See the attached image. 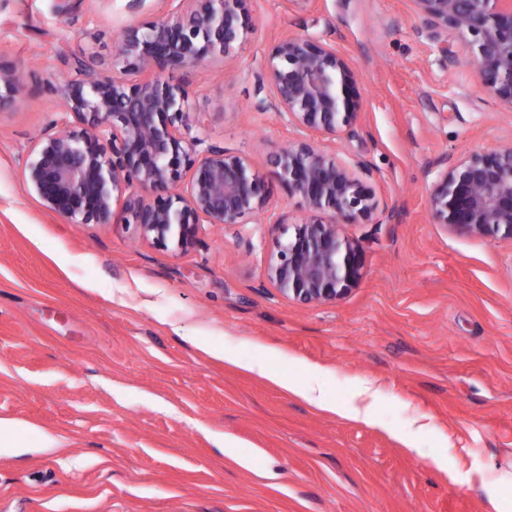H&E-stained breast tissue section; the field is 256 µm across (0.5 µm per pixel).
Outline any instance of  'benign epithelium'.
I'll list each match as a JSON object with an SVG mask.
<instances>
[{
  "label": "benign epithelium",
  "mask_w": 512,
  "mask_h": 512,
  "mask_svg": "<svg viewBox=\"0 0 512 512\" xmlns=\"http://www.w3.org/2000/svg\"><path fill=\"white\" fill-rule=\"evenodd\" d=\"M168 15L121 33V75L96 59L74 58L60 88L63 117L34 141L23 179L43 207L69 224L123 222L153 245L182 253L200 243L203 224L230 229L272 212L264 180L247 156L206 143V115L191 111L187 88L162 79L168 68L190 69L235 53L251 29L249 0H175ZM448 62V35L471 48L483 90L512 110V0H411ZM258 82L273 92V108L296 129L334 137L352 132L359 103L356 74L336 48L310 35L287 36L272 49ZM22 87L0 63V103L16 102ZM288 195L307 217L294 235L274 241L263 278L288 299L317 304L347 295L362 277L358 243L341 237L343 224H370L380 202L364 185L365 166L295 138L271 157ZM432 223L474 237L512 239V141L450 159L427 196Z\"/></svg>",
  "instance_id": "1"
}]
</instances>
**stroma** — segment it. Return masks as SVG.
Returning <instances> with one entry per match:
<instances>
[{
    "instance_id": "35a3bbf8",
    "label": "stroma",
    "mask_w": 512,
    "mask_h": 512,
    "mask_svg": "<svg viewBox=\"0 0 512 512\" xmlns=\"http://www.w3.org/2000/svg\"><path fill=\"white\" fill-rule=\"evenodd\" d=\"M169 7L0 0V62L26 89L0 105V419L17 424L0 512H512V240L445 231L426 204L440 161L512 140V111L463 42L448 64L411 0H251L233 58L164 71L298 224L270 163L296 132L255 110L256 77L287 35L350 62L354 136L311 138L364 162L394 216L343 225L363 264L345 298L295 302L262 285L275 225L207 224L181 255L131 225L62 223L22 180L67 60L112 70L121 31ZM309 369L336 411L269 379ZM365 384L369 423L340 412Z\"/></svg>"
}]
</instances>
